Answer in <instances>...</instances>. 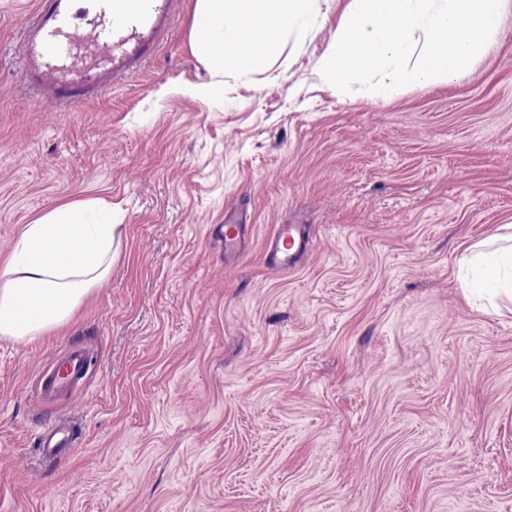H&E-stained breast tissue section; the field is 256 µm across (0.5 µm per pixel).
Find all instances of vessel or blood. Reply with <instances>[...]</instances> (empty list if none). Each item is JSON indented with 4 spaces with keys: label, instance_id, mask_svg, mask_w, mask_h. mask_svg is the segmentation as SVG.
Here are the masks:
<instances>
[{
    "label": "vessel or blood",
    "instance_id": "b4317fda",
    "mask_svg": "<svg viewBox=\"0 0 512 512\" xmlns=\"http://www.w3.org/2000/svg\"><path fill=\"white\" fill-rule=\"evenodd\" d=\"M39 0L24 28L23 74L39 101L73 106L107 94L124 75L140 70L157 53L171 29L175 0ZM220 241L225 256L237 255L250 228L245 203L224 210ZM309 225H276L265 247L274 274L294 268L312 248ZM89 352L69 346L38 370L40 401L74 397L85 385ZM83 428L72 417L42 427L37 452L53 461L82 445Z\"/></svg>",
    "mask_w": 512,
    "mask_h": 512
}]
</instances>
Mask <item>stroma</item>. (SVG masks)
<instances>
[{
    "mask_svg": "<svg viewBox=\"0 0 512 512\" xmlns=\"http://www.w3.org/2000/svg\"><path fill=\"white\" fill-rule=\"evenodd\" d=\"M194 2L140 73L57 107L21 80L37 0H0V267L51 208L103 200L121 226L66 323L0 337V512H512V312L471 304L457 267L512 224V0L449 82L387 98L321 75L351 0L200 93ZM238 200L254 229L228 259L211 232ZM292 217L314 248L274 276ZM72 344L84 391L36 406ZM61 416L84 442L42 463Z\"/></svg>",
    "mask_w": 512,
    "mask_h": 512,
    "instance_id": "stroma-1",
    "label": "stroma"
}]
</instances>
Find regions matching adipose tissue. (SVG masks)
Returning a JSON list of instances; mask_svg holds the SVG:
<instances>
[{"instance_id":"ef3b65f1","label":"adipose tissue","mask_w":512,"mask_h":512,"mask_svg":"<svg viewBox=\"0 0 512 512\" xmlns=\"http://www.w3.org/2000/svg\"><path fill=\"white\" fill-rule=\"evenodd\" d=\"M323 0H195L192 50L223 84L244 77L289 41L319 27ZM112 206L84 200L52 208L24 225L0 268V336L25 339L65 323L93 288L112 274L117 252ZM464 292L491 312L512 304V225L466 248L458 258Z\"/></svg>"}]
</instances>
